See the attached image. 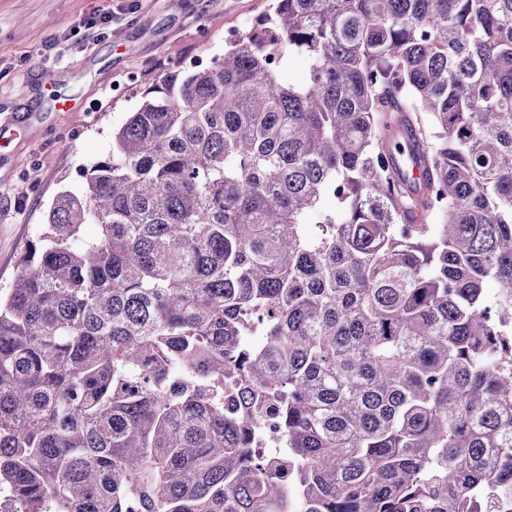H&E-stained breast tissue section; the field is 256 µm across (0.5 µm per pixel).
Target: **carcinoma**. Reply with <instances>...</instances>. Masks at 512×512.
I'll return each mask as SVG.
<instances>
[{
    "label": "carcinoma",
    "instance_id": "cac0c4a2",
    "mask_svg": "<svg viewBox=\"0 0 512 512\" xmlns=\"http://www.w3.org/2000/svg\"><path fill=\"white\" fill-rule=\"evenodd\" d=\"M510 336L512 0H272L144 90L19 258L0 494L512 512Z\"/></svg>",
    "mask_w": 512,
    "mask_h": 512
}]
</instances>
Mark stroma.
<instances>
[{
  "instance_id": "1",
  "label": "stroma",
  "mask_w": 512,
  "mask_h": 512,
  "mask_svg": "<svg viewBox=\"0 0 512 512\" xmlns=\"http://www.w3.org/2000/svg\"><path fill=\"white\" fill-rule=\"evenodd\" d=\"M269 0H0V289L42 234L58 194L112 149L142 92L192 56L221 57L228 33ZM111 12L106 29L89 17Z\"/></svg>"
}]
</instances>
